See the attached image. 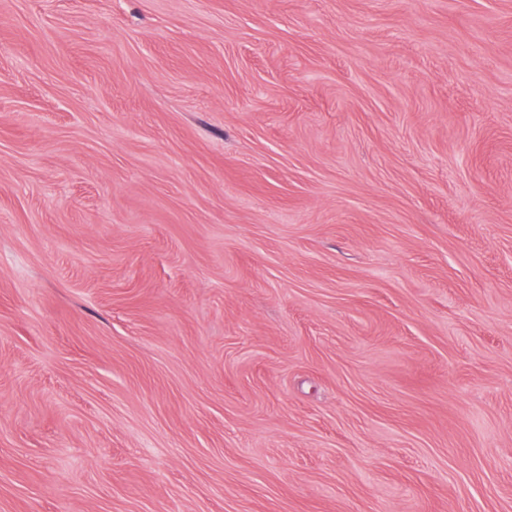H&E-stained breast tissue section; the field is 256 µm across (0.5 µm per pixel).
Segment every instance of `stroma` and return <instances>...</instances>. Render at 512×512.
<instances>
[{"instance_id":"1","label":"stroma","mask_w":512,"mask_h":512,"mask_svg":"<svg viewBox=\"0 0 512 512\" xmlns=\"http://www.w3.org/2000/svg\"><path fill=\"white\" fill-rule=\"evenodd\" d=\"M0 512H512V0H0Z\"/></svg>"}]
</instances>
